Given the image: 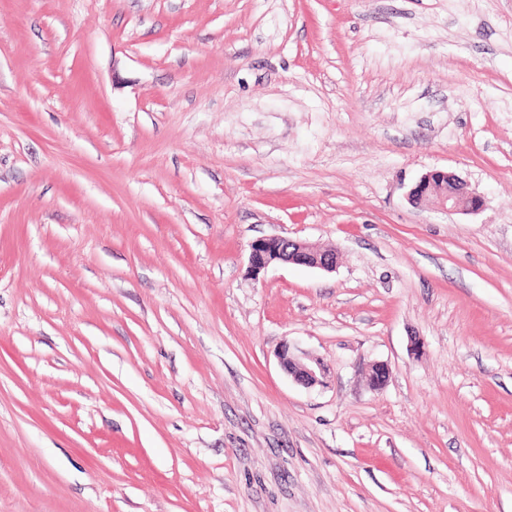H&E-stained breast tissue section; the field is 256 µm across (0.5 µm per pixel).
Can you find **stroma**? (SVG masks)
<instances>
[{
	"label": "stroma",
	"instance_id": "35a3bbf8",
	"mask_svg": "<svg viewBox=\"0 0 512 512\" xmlns=\"http://www.w3.org/2000/svg\"><path fill=\"white\" fill-rule=\"evenodd\" d=\"M0 512H512V0H0ZM409 201L419 207H432L445 213L457 210L477 212L484 198L469 192L466 184L445 170L424 173L408 192ZM337 261L336 249H321L304 241L279 235L258 238L250 244L249 270L253 276H258L273 263H292L333 271ZM281 368L301 385L311 387L323 383L324 366L318 361H308L300 349L283 342L277 353Z\"/></svg>",
	"mask_w": 512,
	"mask_h": 512
}]
</instances>
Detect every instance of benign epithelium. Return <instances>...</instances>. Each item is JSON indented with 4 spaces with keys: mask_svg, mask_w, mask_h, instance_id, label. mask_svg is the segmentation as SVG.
Masks as SVG:
<instances>
[{
    "mask_svg": "<svg viewBox=\"0 0 512 512\" xmlns=\"http://www.w3.org/2000/svg\"><path fill=\"white\" fill-rule=\"evenodd\" d=\"M409 201L419 207H432L445 213L457 210L477 212L485 201L468 191L466 184L455 175L434 169L424 173L408 192ZM338 253L332 248L321 249L301 240L279 235L262 237L250 244L249 270L258 275L273 263H292L332 271L336 269ZM281 368L301 385L311 387L323 383L324 366L308 361L300 349L283 342L277 353ZM389 376V366L377 362L371 366L369 383L382 386Z\"/></svg>",
    "mask_w": 512,
    "mask_h": 512,
    "instance_id": "1",
    "label": "benign epithelium"
}]
</instances>
